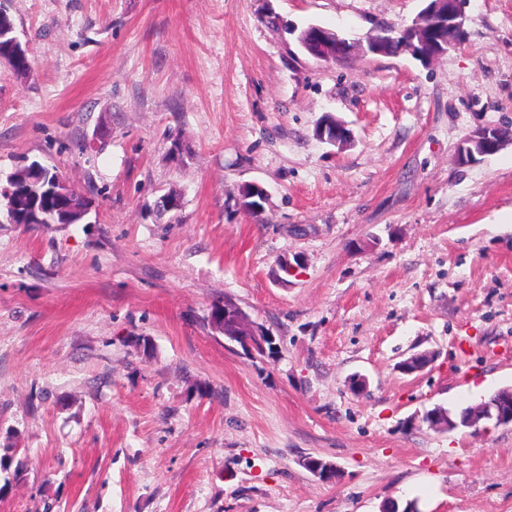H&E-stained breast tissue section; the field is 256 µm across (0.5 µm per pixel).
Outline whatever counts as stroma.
Returning a JSON list of instances; mask_svg holds the SVG:
<instances>
[{
	"instance_id": "1",
	"label": "stroma",
	"mask_w": 512,
	"mask_h": 512,
	"mask_svg": "<svg viewBox=\"0 0 512 512\" xmlns=\"http://www.w3.org/2000/svg\"><path fill=\"white\" fill-rule=\"evenodd\" d=\"M0 7L32 66L0 65V175L37 161L94 198L0 224V446L25 463L0 512H512V426L420 421L512 386V144L457 159L512 129V0H469L429 64L319 61L262 21L363 40L423 0ZM327 114L349 143L316 137ZM226 296L274 349L210 327ZM511 141L512 130L499 126L482 127L466 136L458 145L457 153L465 162L473 161L476 156H488L500 151Z\"/></svg>"
}]
</instances>
